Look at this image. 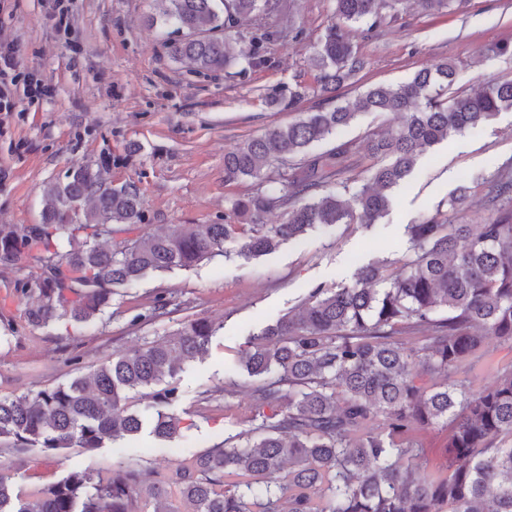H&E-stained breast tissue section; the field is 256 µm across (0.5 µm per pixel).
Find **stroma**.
<instances>
[{"label": "stroma", "instance_id": "obj_1", "mask_svg": "<svg viewBox=\"0 0 512 512\" xmlns=\"http://www.w3.org/2000/svg\"><path fill=\"white\" fill-rule=\"evenodd\" d=\"M55 0H0V40L15 42L22 75L51 84V98L17 99L11 113L0 112V225L36 224L42 189L77 162L109 160L112 182L137 184L147 204L146 232L172 224L223 223L233 199L251 193L254 183H226L224 154L248 138L291 120L264 100L268 88L300 82L313 85L308 58L332 10V0H301L283 11L282 25L302 27V41L272 46L265 66L241 79L223 73H193L172 60L158 28L147 24L152 0H74L66 30L51 20ZM351 39L367 61L354 83L337 92L354 99L367 87L406 82L422 66L444 60L458 67L452 91L472 94L491 78H512V55L489 56L496 45H512V0H453L449 9L423 14L415 0L387 16L370 33L352 30ZM390 114L362 113L334 138L315 146L330 151L351 142L357 154L351 175L364 182L370 134L394 125ZM512 164V112L429 149L411 178L392 191L393 202L375 224L318 226L275 252L251 260L228 240L221 255L187 269L151 274L118 290L108 308L88 324L57 313L49 324L28 326L27 299L14 283L19 273L41 270L43 247H33L23 270L0 265V395L51 388L76 373H89L147 342L168 337L181 323L205 318L218 331L204 359L178 373L181 397L179 436L157 441L150 431L105 448L73 447L51 453L32 449L5 453L0 461L34 489L73 467L108 473L141 465L170 473L225 439L242 443V417L250 391L240 358L249 340L267 324L297 312L313 289L352 284L356 268L401 258L407 227L446 210L463 181L486 178ZM169 300L167 316L134 323L156 297ZM15 332H8V325ZM78 357L71 365L70 357ZM512 365V346L490 342L486 356L464 374L471 386L490 385L497 370Z\"/></svg>", "mask_w": 512, "mask_h": 512}]
</instances>
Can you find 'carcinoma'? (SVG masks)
I'll use <instances>...</instances> for the list:
<instances>
[{"label": "carcinoma", "instance_id": "carcinoma-1", "mask_svg": "<svg viewBox=\"0 0 512 512\" xmlns=\"http://www.w3.org/2000/svg\"><path fill=\"white\" fill-rule=\"evenodd\" d=\"M149 17L170 58L194 72L231 79L265 65L267 45L298 41L302 29L280 24L283 0H155ZM402 0H333L309 68L325 98L301 111L306 88L268 89L266 101L299 113L286 125L247 139L224 154V181L250 179L257 188L232 200L222 224H174L161 233H129L145 224L134 183L112 185L105 163H75L42 190L41 222L0 226V263L23 269L43 245L41 273L15 290L36 299L31 324L57 310L77 323L94 321L117 288L145 275L191 267L240 241L246 260L265 255L308 230L329 224H373L388 192L413 171L427 149L502 111H512V80L489 79L475 95H450L457 77L448 62L426 65L406 82L374 85L353 101L333 93L366 67L347 27H377L383 10ZM251 22L250 35L239 31ZM363 112L392 113L396 126L367 141L377 160L366 181L351 186L348 142L328 154L311 147ZM279 164L278 177L267 170ZM489 216L454 224L471 192L463 185L448 210L407 228L397 261L361 266L353 283L316 288L298 312L263 328L244 350L252 406L277 408L279 418L224 442L161 479L142 466L108 475L72 468L53 483L25 492L11 466L0 464V512H176L178 495L193 512H512V367L473 388L457 375L495 339L512 345V169L484 178ZM274 206L279 224L263 223ZM239 216L249 224H233ZM128 238L112 247L115 235ZM217 327L184 324L173 337L112 357L88 375L36 393L0 396V444L16 452L39 448H103L142 428L127 411L128 393L153 389L154 435L172 439L181 419L175 376L205 355ZM422 335L408 346L406 337ZM448 431V465L428 469L416 432ZM149 501L139 506L142 494Z\"/></svg>", "mask_w": 512, "mask_h": 512}]
</instances>
